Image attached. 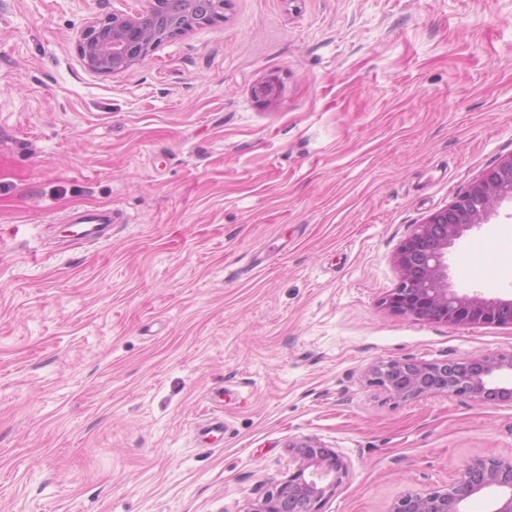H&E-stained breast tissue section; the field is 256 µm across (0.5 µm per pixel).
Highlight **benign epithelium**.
Instances as JSON below:
<instances>
[{"label": "benign epithelium", "instance_id": "obj_1", "mask_svg": "<svg viewBox=\"0 0 512 512\" xmlns=\"http://www.w3.org/2000/svg\"><path fill=\"white\" fill-rule=\"evenodd\" d=\"M228 2L149 0L142 10L114 13L81 30L78 52L93 73L122 72L163 39L223 18ZM276 91V79L269 78L253 94L265 103ZM505 200L512 201V154L475 178L447 207L416 225L397 253L399 282L385 299L386 305L416 320L512 328V297L470 295L448 285V249L467 231L488 222ZM503 371L512 372L511 351L450 363L409 358L380 361L371 368L370 381L399 401L443 392L480 402L512 403V386L494 381ZM288 447L297 462L295 471L249 512H320L347 473L343 460L315 439L291 442ZM483 491L494 495L491 512H512V456L473 457L445 488L409 493L395 503L392 512H467L468 500Z\"/></svg>", "mask_w": 512, "mask_h": 512}]
</instances>
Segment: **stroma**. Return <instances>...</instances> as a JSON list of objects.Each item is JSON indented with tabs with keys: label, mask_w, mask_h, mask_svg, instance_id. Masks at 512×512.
I'll list each match as a JSON object with an SVG mask.
<instances>
[{
	"label": "stroma",
	"mask_w": 512,
	"mask_h": 512,
	"mask_svg": "<svg viewBox=\"0 0 512 512\" xmlns=\"http://www.w3.org/2000/svg\"><path fill=\"white\" fill-rule=\"evenodd\" d=\"M143 5L0 0V512H250L303 438L347 466L321 512H391L512 455V404L369 379L512 351L384 303L416 224L512 153V0H230L88 71L77 34ZM78 208L121 221L55 235ZM511 239L506 201L449 285L512 295Z\"/></svg>",
	"instance_id": "obj_1"
}]
</instances>
